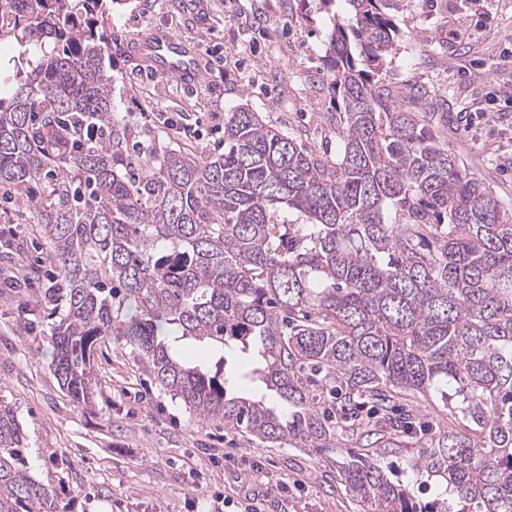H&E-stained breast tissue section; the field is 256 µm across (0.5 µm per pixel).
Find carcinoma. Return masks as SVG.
<instances>
[{
    "label": "carcinoma",
    "mask_w": 512,
    "mask_h": 512,
    "mask_svg": "<svg viewBox=\"0 0 512 512\" xmlns=\"http://www.w3.org/2000/svg\"><path fill=\"white\" fill-rule=\"evenodd\" d=\"M328 34L336 159L242 108L224 152L158 144L119 119L99 0H0V187L34 211L59 270L54 373L78 403L93 354L132 348L202 420L336 462L367 512H417L378 450L421 431L398 401L437 398L462 426L409 461L457 509L512 512V217L383 76L386 0H344ZM13 75H8V72ZM204 351L191 363L185 341ZM247 379V394L238 381ZM26 435L0 405V512H42Z\"/></svg>",
    "instance_id": "carcinoma-1"
}]
</instances>
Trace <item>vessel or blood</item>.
Returning a JSON list of instances; mask_svg holds the SVG:
<instances>
[{"mask_svg":"<svg viewBox=\"0 0 512 512\" xmlns=\"http://www.w3.org/2000/svg\"><path fill=\"white\" fill-rule=\"evenodd\" d=\"M132 55L144 61L154 75L177 77L185 86H195L203 73L198 51L168 31L155 29L136 40Z\"/></svg>","mask_w":512,"mask_h":512,"instance_id":"obj_1","label":"vessel or blood"}]
</instances>
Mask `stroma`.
<instances>
[{
  "label": "stroma",
  "mask_w": 512,
  "mask_h": 512,
  "mask_svg": "<svg viewBox=\"0 0 512 512\" xmlns=\"http://www.w3.org/2000/svg\"><path fill=\"white\" fill-rule=\"evenodd\" d=\"M116 0L104 16L114 110L200 155L224 150V117L246 105L310 149L336 153L324 115L338 110L324 66L332 16L318 0ZM400 28L386 81L404 109L431 91L435 130L512 215V0H387ZM159 28L195 44L204 76L188 88L128 53ZM30 212L0 204V405L27 435V472L54 491L49 512H365L336 476V452L281 448L199 420L160 391L120 342L96 353L92 405L75 402L52 365L49 288L34 269ZM402 438L384 463L402 467L425 512L448 496L405 464Z\"/></svg>",
  "instance_id": "obj_1"
}]
</instances>
